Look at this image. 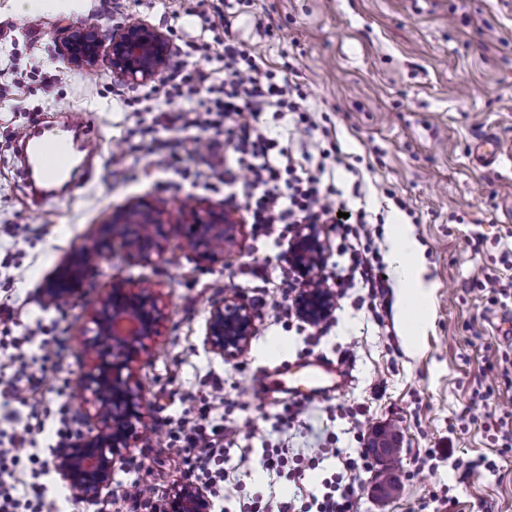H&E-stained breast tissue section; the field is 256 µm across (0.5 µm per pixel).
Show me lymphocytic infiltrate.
<instances>
[{"instance_id":"obj_1","label":"lymphocytic infiltrate","mask_w":512,"mask_h":512,"mask_svg":"<svg viewBox=\"0 0 512 512\" xmlns=\"http://www.w3.org/2000/svg\"><path fill=\"white\" fill-rule=\"evenodd\" d=\"M224 60V77L208 84L207 74L196 69L198 61ZM185 100L186 106L170 113L162 110L161 97ZM117 104L137 117L139 139L132 151H148L156 168L177 170L182 162L179 144L160 138L159 126L169 124L198 133H224V146L233 152L234 161L217 158L222 168L224 198L242 201L257 235L282 236L289 224H332L339 240L337 252L348 256L346 279L352 286L366 289L369 309H376L383 297L385 281L378 275L381 233L369 222L365 207L351 208L331 186L325 185V159L330 150L312 153V134L318 124L306 104L307 95L299 85L278 82L275 73L266 69L247 52L232 34L224 36V53L216 55L207 41L186 42L184 50L171 57L167 74L157 85H148L136 95L124 90L114 93ZM290 112L295 114L294 128L287 144L271 138L261 123V114ZM246 167L251 179L239 188L238 167ZM215 404H205L191 426H182L170 438L186 448L192 461L204 465L214 482L224 480V449L230 446L237 430L234 425L218 422ZM32 430L29 424L16 422L0 448V512H49L44 486H25L16 476L21 457L17 453ZM336 458L341 469L326 482L322 496H310L302 503H272L262 497L252 498L241 512H360L361 490L366 474L374 462L369 446L353 450L319 449L307 464L291 465L286 453L265 454L263 464L277 478L298 484L306 469L316 468L325 458Z\"/></svg>"}]
</instances>
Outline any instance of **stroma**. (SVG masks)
I'll return each instance as SVG.
<instances>
[{
	"label": "stroma",
	"instance_id": "obj_1",
	"mask_svg": "<svg viewBox=\"0 0 512 512\" xmlns=\"http://www.w3.org/2000/svg\"><path fill=\"white\" fill-rule=\"evenodd\" d=\"M182 5L184 15L174 19L164 0H0V39L10 40L0 63L21 81L15 99L0 101V300L13 308L12 315L0 313V337H21L39 325L62 349L58 367L29 365L42 378L45 419L22 455L47 456L60 402L75 413L78 431H87L92 407L80 378L93 337L89 314L114 279L155 287L165 317L138 375L146 420L155 429L151 442L116 462L112 485L96 505L56 473L40 476L58 512H131L124 492L134 483L144 491L142 503L166 496L188 474L187 452L170 444L169 432L192 419L216 386L224 389L220 413L242 428L224 466L223 496L213 501L218 512H238L243 501L272 492L282 501L292 497L294 486L270 485L260 463L265 449L310 458L332 439L338 447H356L355 409L366 434L397 425L405 475L395 499L381 497L377 477H370L362 512H434L433 496L446 486L457 498L453 512H512V457L501 455L488 429L494 418L512 412V383L495 379L497 399L475 396L487 346L512 354V340L497 330L512 311L487 306L474 290L486 272L502 270L501 252L512 247V162L491 171L470 158L472 138L485 133L512 154V0H214L244 49L307 93L315 119L340 148L326 161L324 181L347 197L361 183L367 211L383 221L378 274L390 285L384 325L357 305L352 288L337 300L336 321L315 346L271 308L254 307V335L233 359L215 356L204 343L209 306L233 294L252 300L253 271L277 276L294 231L277 243L257 237L244 208L225 202L222 186L204 176L197 185H179L148 155L126 156L137 180L113 181L112 159L126 155L136 118L112 96L119 82L108 56L87 71L71 65L63 45L65 28L110 31L131 22L153 25L174 47L213 41L214 32L192 14L196 0ZM25 16L38 24L22 36L13 25ZM49 75L50 85L44 82ZM81 112L89 124L81 132L75 185L54 199L37 197L19 158L22 132ZM390 190L408 202L409 212H399L386 196ZM137 200L157 203L175 218L187 203L233 213L238 224L223 261L202 260L185 248L174 224L153 262L114 247L65 309L46 306V278L68 256L109 237L111 225ZM397 218L412 226L423 248L424 278L434 285L425 303L430 322L421 334L408 319L413 303L399 295L401 266L392 249ZM476 230L485 236L477 248L470 241ZM354 340L360 346L346 386L313 405L303 422L280 423L287 394L266 402L250 396L262 370L306 356L335 360ZM425 448L454 454L424 462L415 453ZM483 457L496 461L498 471L479 467ZM471 463L475 471L462 476Z\"/></svg>",
	"mask_w": 512,
	"mask_h": 512
}]
</instances>
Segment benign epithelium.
<instances>
[{"label":"benign epithelium","mask_w":512,"mask_h":512,"mask_svg":"<svg viewBox=\"0 0 512 512\" xmlns=\"http://www.w3.org/2000/svg\"><path fill=\"white\" fill-rule=\"evenodd\" d=\"M64 46L72 65L92 69L107 51L112 76L118 81L142 84L154 80L167 66L171 46L158 28L133 22L104 35L93 26L66 30ZM128 214L132 222L112 225V236L123 239L129 255L151 262L160 255L164 239V210L138 201ZM180 223L189 226V249L206 261L224 257L229 240L227 226L235 223L224 209L193 207ZM108 245L96 243L71 256L41 289L43 301L56 306L73 297L87 273L107 258ZM288 264L303 286L294 297L303 321L315 325L336 305L334 292L322 283L325 242L319 226L303 224L286 253ZM95 340L88 344L89 369L80 379L92 396L93 427L57 449L52 465L64 485L94 503L112 484L117 460L129 449L146 444L151 431L145 421V403L136 372L147 352V342L161 335L163 313L154 288L116 280L89 314ZM254 334L252 308L237 296L212 302L205 328L210 352L232 359L242 354ZM206 488L186 477L176 483L153 512H211Z\"/></svg>","instance_id":"obj_1"}]
</instances>
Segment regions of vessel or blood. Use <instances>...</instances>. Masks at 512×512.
Returning a JSON list of instances; mask_svg holds the SVG:
<instances>
[{
  "instance_id": "1",
  "label": "vessel or blood",
  "mask_w": 512,
  "mask_h": 512,
  "mask_svg": "<svg viewBox=\"0 0 512 512\" xmlns=\"http://www.w3.org/2000/svg\"><path fill=\"white\" fill-rule=\"evenodd\" d=\"M86 126L85 116L71 117L67 126L57 127L40 121L24 143L27 165L36 171L43 185L42 196H54L58 184L67 182L71 176L73 130ZM471 159L483 167L498 166L503 160V150L497 138L485 135L474 139ZM275 375L288 379L286 391L289 397L309 400L323 397L326 393L342 387L347 381V370L342 363L323 358H305L290 363L283 362L275 368Z\"/></svg>"
}]
</instances>
